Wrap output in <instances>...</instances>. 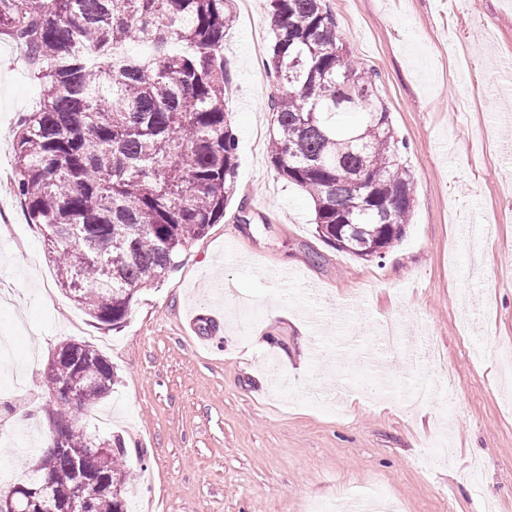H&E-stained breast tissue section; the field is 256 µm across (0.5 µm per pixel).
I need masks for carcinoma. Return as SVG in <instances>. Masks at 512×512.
Wrapping results in <instances>:
<instances>
[{"instance_id":"cac0c4a2","label":"carcinoma","mask_w":512,"mask_h":512,"mask_svg":"<svg viewBox=\"0 0 512 512\" xmlns=\"http://www.w3.org/2000/svg\"><path fill=\"white\" fill-rule=\"evenodd\" d=\"M234 18V0H0V34L25 46L41 85L14 132V188L60 286L101 323L120 326L140 288L174 270L236 193L224 97ZM266 22L279 87L270 162L311 200L325 242L380 258L403 238L415 188L375 82L339 42L325 0H268ZM44 378L77 389L50 412L67 446H101L106 459L43 453L17 484L48 478L64 492L81 462L102 481L91 512H129L127 448L76 420L112 392V364L69 341Z\"/></svg>"}]
</instances>
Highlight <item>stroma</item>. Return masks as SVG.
<instances>
[{"label":"stroma","instance_id":"obj_1","mask_svg":"<svg viewBox=\"0 0 512 512\" xmlns=\"http://www.w3.org/2000/svg\"><path fill=\"white\" fill-rule=\"evenodd\" d=\"M377 88L415 181L401 242L366 261L335 249L268 155L277 84L259 57L267 0L224 36L237 193L121 327L60 287L11 175L13 132L40 87L0 35V464L22 477L51 425L42 372L84 342L116 373L79 415L122 436L131 502L154 512H512V0H326ZM229 284L228 292L214 286ZM393 319L401 349L376 341ZM437 345L447 364L420 356ZM437 390L425 406L406 392ZM453 395H446L448 382Z\"/></svg>","mask_w":512,"mask_h":512}]
</instances>
